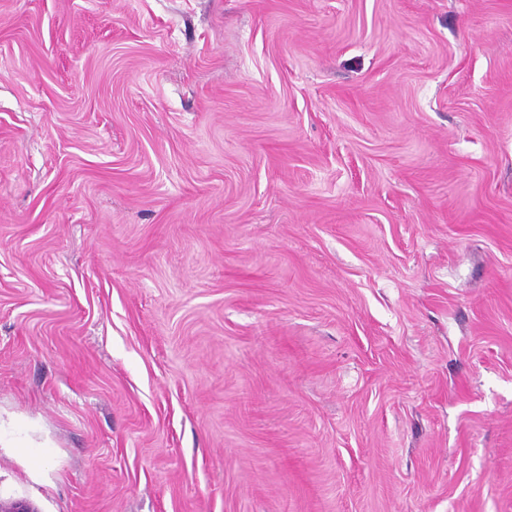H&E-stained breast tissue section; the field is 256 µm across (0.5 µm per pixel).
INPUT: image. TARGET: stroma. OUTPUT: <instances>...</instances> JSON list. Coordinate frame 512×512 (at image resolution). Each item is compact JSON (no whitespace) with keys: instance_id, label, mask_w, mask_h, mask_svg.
Masks as SVG:
<instances>
[{"instance_id":"obj_1","label":"stroma","mask_w":512,"mask_h":512,"mask_svg":"<svg viewBox=\"0 0 512 512\" xmlns=\"http://www.w3.org/2000/svg\"><path fill=\"white\" fill-rule=\"evenodd\" d=\"M0 499L512 512V0H0Z\"/></svg>"}]
</instances>
